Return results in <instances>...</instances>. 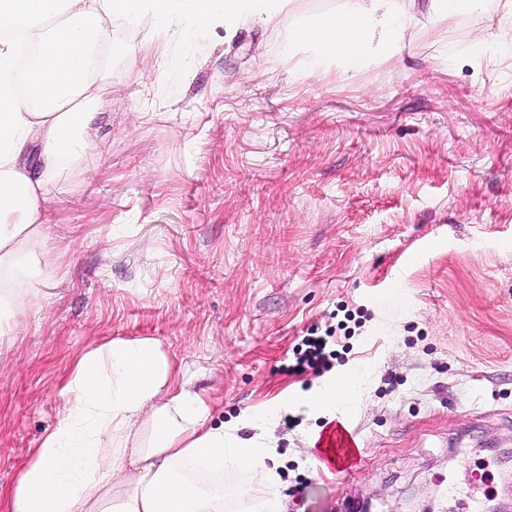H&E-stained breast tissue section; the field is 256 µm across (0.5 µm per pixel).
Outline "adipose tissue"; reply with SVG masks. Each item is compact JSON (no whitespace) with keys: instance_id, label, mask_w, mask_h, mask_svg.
I'll return each mask as SVG.
<instances>
[{"instance_id":"ef3b65f1","label":"adipose tissue","mask_w":512,"mask_h":512,"mask_svg":"<svg viewBox=\"0 0 512 512\" xmlns=\"http://www.w3.org/2000/svg\"><path fill=\"white\" fill-rule=\"evenodd\" d=\"M292 0H0V318L20 322L38 300L25 282L30 248L48 234L42 207L69 163L98 157L86 136L98 125L95 75L104 56H126L113 21L151 18L154 32L178 35L183 22L233 32L246 18L277 24ZM413 15L401 0H340L288 31V51L306 48L304 79L330 67L367 70L395 48ZM38 56L18 91L23 44ZM361 377L345 371L307 394L316 413L335 418ZM58 425L0 488V512H224V487L200 475L252 471L268 487L248 512H283L279 476L265 437L239 439L207 401L178 381L176 365L153 338L112 339L85 351L66 376Z\"/></svg>"}]
</instances>
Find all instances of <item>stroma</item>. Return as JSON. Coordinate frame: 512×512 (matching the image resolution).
I'll list each match as a JSON object with an SVG mask.
<instances>
[{
	"label": "stroma",
	"instance_id": "35a3bbf8",
	"mask_svg": "<svg viewBox=\"0 0 512 512\" xmlns=\"http://www.w3.org/2000/svg\"><path fill=\"white\" fill-rule=\"evenodd\" d=\"M337 5L171 41L115 22L129 52L98 92L99 165L58 176L26 283L43 301L0 337L1 487L57 425L75 360L146 336L238 437L243 411L288 400L284 512H462L438 501L451 481L512 512V21L496 0L449 23L420 5L367 71L302 80L288 29ZM488 29L499 52L472 54ZM329 328L331 369L362 379L341 476L309 446L321 377L292 369Z\"/></svg>",
	"mask_w": 512,
	"mask_h": 512
}]
</instances>
